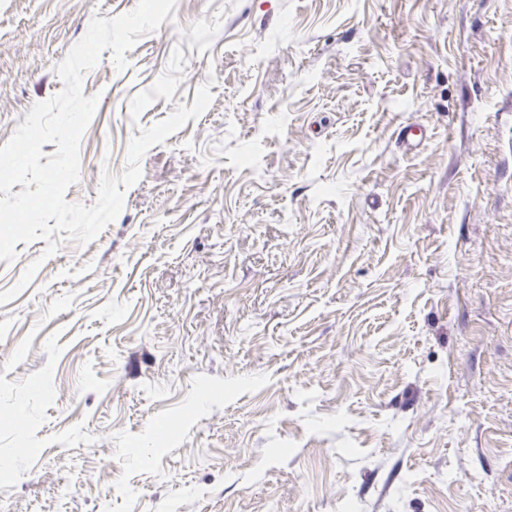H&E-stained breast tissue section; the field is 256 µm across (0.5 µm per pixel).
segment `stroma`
I'll return each instance as SVG.
<instances>
[{
  "label": "stroma",
  "instance_id": "stroma-1",
  "mask_svg": "<svg viewBox=\"0 0 512 512\" xmlns=\"http://www.w3.org/2000/svg\"><path fill=\"white\" fill-rule=\"evenodd\" d=\"M137 2L0 0V145ZM126 57L69 202L214 100L0 261V512H512V0H177Z\"/></svg>",
  "mask_w": 512,
  "mask_h": 512
}]
</instances>
